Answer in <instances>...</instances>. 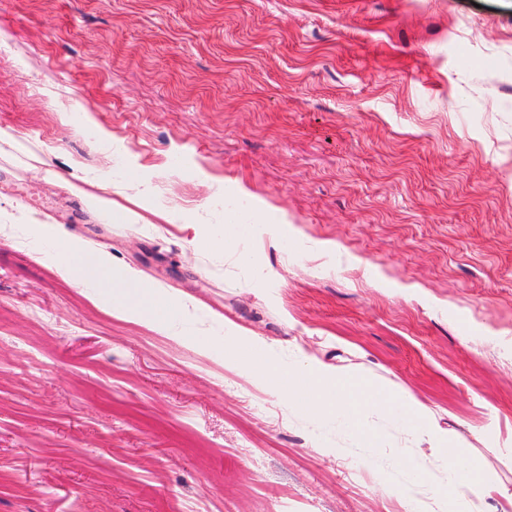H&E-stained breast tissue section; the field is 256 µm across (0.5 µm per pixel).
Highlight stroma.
Here are the masks:
<instances>
[{
	"mask_svg": "<svg viewBox=\"0 0 512 512\" xmlns=\"http://www.w3.org/2000/svg\"><path fill=\"white\" fill-rule=\"evenodd\" d=\"M228 189L284 223L226 225ZM301 356L512 491V0H0V512H412L404 481L440 512L400 420L271 390ZM34 226L37 232L53 236L60 245L56 267L63 276L93 283L112 303L138 318L161 322L167 316L174 300L114 267L109 252L90 251L83 241L65 236L48 224Z\"/></svg>",
	"mask_w": 512,
	"mask_h": 512,
	"instance_id": "1",
	"label": "stroma"
}]
</instances>
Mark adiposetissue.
Here are the masks:
<instances>
[{
  "instance_id": "adipose-tissue-1",
  "label": "adipose tissue",
  "mask_w": 512,
  "mask_h": 512,
  "mask_svg": "<svg viewBox=\"0 0 512 512\" xmlns=\"http://www.w3.org/2000/svg\"><path fill=\"white\" fill-rule=\"evenodd\" d=\"M56 240L60 246L56 267L63 276L93 283L102 295L133 316L151 322L167 316L173 299L115 267L109 252L89 250L83 241L62 234ZM266 378L275 392H289L295 404L309 409L319 408L321 393L333 390L338 401L337 415L358 429L366 428L369 415L374 413L389 412L406 419L414 440L427 444L433 455L446 464V512H462L468 504L478 470L456 454L455 434L435 423L427 405L416 395L396 398L385 390L374 389L365 397L354 398L351 379L332 375L326 366L307 358L289 365L287 371L267 373Z\"/></svg>"
}]
</instances>
